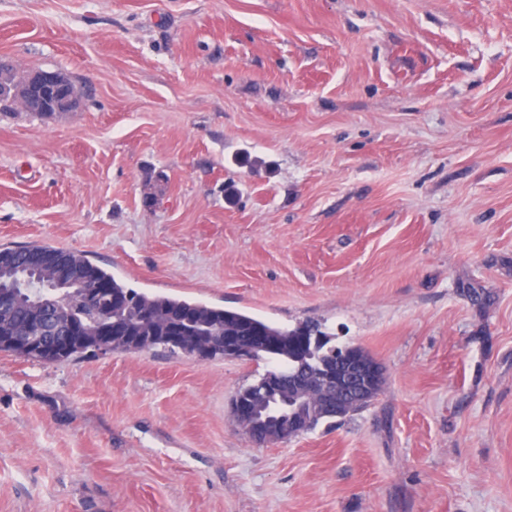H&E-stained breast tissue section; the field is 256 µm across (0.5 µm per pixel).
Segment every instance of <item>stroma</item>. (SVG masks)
Here are the masks:
<instances>
[{"label":"stroma","mask_w":512,"mask_h":512,"mask_svg":"<svg viewBox=\"0 0 512 512\" xmlns=\"http://www.w3.org/2000/svg\"><path fill=\"white\" fill-rule=\"evenodd\" d=\"M0 245L313 322L386 384L253 444L268 359L0 352V512H512V0H0ZM61 70H30L24 81L27 69L14 70L12 77L21 88L12 89L11 99L21 107L47 116L44 112H52L51 116L61 112H77L84 105V95L79 86L68 76L59 73ZM90 346L82 348V349H75L68 353H57V354H47V352H38V353H26L23 351V345L20 341H17L14 344H4L3 341H0V352H7L14 354L16 356L25 358V359H31V360H37V361H48L52 363H61L66 362L71 359H74L76 357L82 356L87 353ZM232 411L238 423L241 424L249 434L251 441L259 446L286 442L294 438L297 433L307 427L306 422L290 420L287 423L279 425L273 431H253V428H257V424L253 422L251 408L245 396L238 393L232 399Z\"/></svg>","instance_id":"obj_1"}]
</instances>
